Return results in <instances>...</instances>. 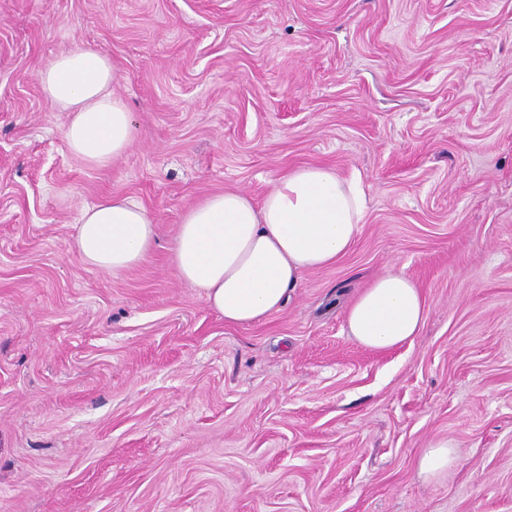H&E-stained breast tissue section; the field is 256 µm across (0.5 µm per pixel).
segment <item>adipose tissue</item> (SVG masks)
Instances as JSON below:
<instances>
[{"label":"adipose tissue","mask_w":512,"mask_h":512,"mask_svg":"<svg viewBox=\"0 0 512 512\" xmlns=\"http://www.w3.org/2000/svg\"><path fill=\"white\" fill-rule=\"evenodd\" d=\"M46 98L69 116L67 145L91 167L120 158L134 138L132 114L114 96L118 67L77 46L40 70ZM365 200L358 175L305 166L283 174L261 203L227 190L186 210L171 248L178 278L204 292L226 323L249 325L279 311L304 276L336 264L353 246ZM156 224L142 205L115 196L86 208L73 247L90 267L115 275L141 265ZM416 282L389 265L347 310L349 336L373 351L413 342L427 314Z\"/></svg>","instance_id":"1"}]
</instances>
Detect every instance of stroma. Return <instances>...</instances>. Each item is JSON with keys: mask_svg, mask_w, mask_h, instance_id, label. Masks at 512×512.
Returning <instances> with one entry per match:
<instances>
[{"mask_svg": "<svg viewBox=\"0 0 512 512\" xmlns=\"http://www.w3.org/2000/svg\"><path fill=\"white\" fill-rule=\"evenodd\" d=\"M77 44L133 115L105 167L37 80ZM303 165L359 174L357 239L227 324L180 219ZM112 195L158 232L117 276L72 247ZM391 263L428 312L376 352L345 314ZM0 512H512V0H0ZM456 448L455 443L448 439L431 443L419 457V474L434 479L448 473V468L453 467L459 460Z\"/></svg>", "mask_w": 512, "mask_h": 512, "instance_id": "obj_1", "label": "stroma"}]
</instances>
